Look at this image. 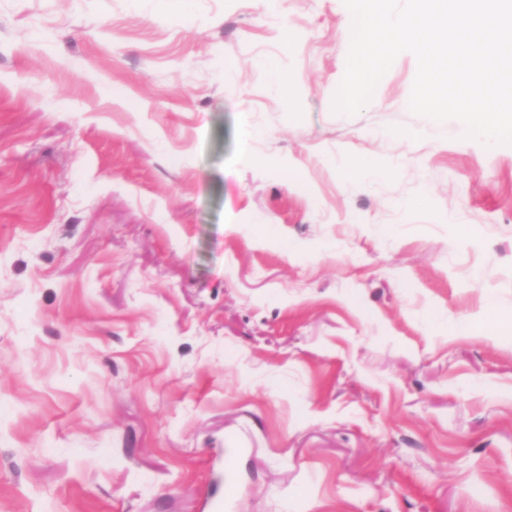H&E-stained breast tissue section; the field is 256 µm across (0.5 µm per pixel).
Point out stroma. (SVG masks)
<instances>
[{
    "label": "stroma",
    "mask_w": 512,
    "mask_h": 512,
    "mask_svg": "<svg viewBox=\"0 0 512 512\" xmlns=\"http://www.w3.org/2000/svg\"><path fill=\"white\" fill-rule=\"evenodd\" d=\"M351 29L0 0V512H512V145Z\"/></svg>",
    "instance_id": "1"
}]
</instances>
